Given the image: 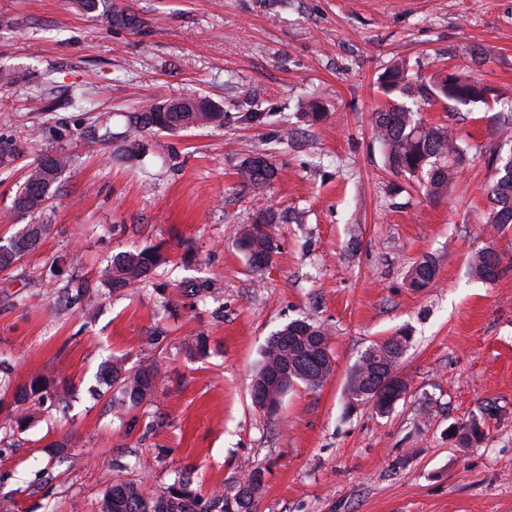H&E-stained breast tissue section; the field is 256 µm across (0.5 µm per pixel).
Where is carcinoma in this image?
Returning a JSON list of instances; mask_svg holds the SVG:
<instances>
[{"label": "carcinoma", "mask_w": 512, "mask_h": 512, "mask_svg": "<svg viewBox=\"0 0 512 512\" xmlns=\"http://www.w3.org/2000/svg\"><path fill=\"white\" fill-rule=\"evenodd\" d=\"M76 6L86 12H100V16L113 26L135 29L140 26L136 14L127 10H114L110 0H75ZM379 89L385 103L371 114V129L384 150L389 170L417 182L429 198L448 193L456 171L467 159L468 148L454 130L446 124L427 123L420 117L419 103L431 99L444 105L490 104L491 89L469 75L451 72L441 74L432 81L414 80L409 76V62L396 59L379 77ZM224 110L211 101L189 96L160 100L143 106L130 116L125 133L130 147L138 146V139L146 132L175 133L199 126L221 128ZM325 113L310 100L298 119L309 125L322 121ZM496 135L500 146L512 147V107L496 115ZM68 157L61 153H44L28 167L24 182L14 197V207L21 213H38L58 190ZM491 180L486 186L492 208L486 223L501 231L512 225V153L498 150L488 160ZM239 179L255 194L263 193L277 178L278 169L261 154L249 157L239 166ZM277 223L274 212L263 210L249 224L237 226L233 233L237 250L247 259L252 273L260 276L273 262L279 243L271 227ZM46 232L44 224H28L16 235L0 239V271L21 265L23 258L33 251ZM170 262L167 251L157 244L148 248H133L112 256L101 285L118 291L145 285L155 278L157 271ZM502 253L491 244L478 251L471 264L472 274L481 281L499 277ZM437 266L425 255L408 269V286L416 291L435 285ZM64 296L81 303L82 310L91 314L96 310L95 289L82 282L64 289ZM403 337L399 352L386 357L395 367L409 347L412 336L406 329L373 347L387 345ZM333 355L330 331L324 324L304 317L294 319L275 332L262 351V361L252 381L259 383L282 370H288V388L303 384L318 388L331 376ZM158 364L144 358L128 367L115 358L103 363L99 378L118 392L110 400L113 415L124 418L130 411L148 402L157 391ZM69 402L66 377L34 375L13 393L10 420L20 431L31 418L30 410L49 403L65 409ZM460 443L469 445L484 435L482 426L471 421L456 429ZM118 471L112 485L100 502V512H253L255 502L265 488V468L255 466L235 480L227 494L215 493L206 497L194 487L190 473L181 472L172 483L149 496L141 484L124 477L125 464L117 462Z\"/></svg>", "instance_id": "cac0c4a2"}]
</instances>
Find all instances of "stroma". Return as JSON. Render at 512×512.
Wrapping results in <instances>:
<instances>
[{
  "label": "stroma",
  "mask_w": 512,
  "mask_h": 512,
  "mask_svg": "<svg viewBox=\"0 0 512 512\" xmlns=\"http://www.w3.org/2000/svg\"><path fill=\"white\" fill-rule=\"evenodd\" d=\"M112 3L140 28L71 0H0V71L13 77L0 84V138L25 149L0 167V238L49 227L22 270L0 272V358L12 385L60 367L70 384L67 410L37 408L21 434L0 412V512H98L120 454L148 493L189 471L209 495L267 467L256 512H512V227L489 238L483 193L495 116L512 104V0ZM400 58L413 75L463 70L497 91L489 106H425L473 147L440 198L389 171L372 134L378 77ZM193 95L224 108L223 127L152 132L126 155L132 112ZM310 99L328 117L288 143L284 124ZM250 111L266 125H246ZM45 152L70 157L59 195L20 214L24 167ZM256 153L278 169L261 196L237 175ZM262 209L284 221L257 278L232 231ZM491 242L502 272L484 283L470 259ZM155 244L172 258L155 278L168 310L153 286L103 292L90 315L60 306L72 277L98 281L113 254ZM425 255L438 279L416 292L406 272ZM303 317L330 328L334 371L268 413L251 378L271 335ZM401 327L413 336L405 398L385 415L348 409L352 365ZM193 336L208 338L206 355L185 354ZM111 355L160 370L152 401L122 421L90 394ZM474 419L483 438L460 444L455 428ZM76 6L86 12L94 13L102 8L99 14L106 19L110 25L122 26L128 29H136L140 26L141 21L135 13L127 10H113L112 3L109 0H75Z\"/></svg>",
  "instance_id": "35a3bbf8"
}]
</instances>
